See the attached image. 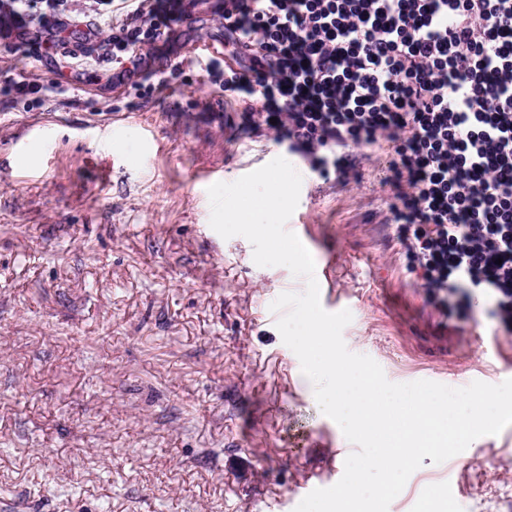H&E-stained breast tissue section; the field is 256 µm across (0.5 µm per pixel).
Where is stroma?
<instances>
[{
    "label": "stroma",
    "instance_id": "obj_1",
    "mask_svg": "<svg viewBox=\"0 0 512 512\" xmlns=\"http://www.w3.org/2000/svg\"><path fill=\"white\" fill-rule=\"evenodd\" d=\"M177 35L163 91L108 59L0 54V512H294L354 450L270 310L305 280L210 226L211 185L305 163L226 126L240 105L190 65L224 38L210 0ZM19 68L35 91L6 93ZM61 73L70 94L42 101ZM355 155L359 181L308 178L295 210L350 300L347 348L394 383H501L484 350L512 359V333L484 304L446 320L427 302L389 221L390 156ZM434 491L438 512H512V426L466 463L424 459L389 512Z\"/></svg>",
    "mask_w": 512,
    "mask_h": 512
}]
</instances>
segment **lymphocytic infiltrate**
Masks as SVG:
<instances>
[{
	"mask_svg": "<svg viewBox=\"0 0 512 512\" xmlns=\"http://www.w3.org/2000/svg\"><path fill=\"white\" fill-rule=\"evenodd\" d=\"M10 2L4 50L36 22L76 34L66 65L104 54L160 88L183 72L150 66L175 0ZM222 17L233 51L200 69L244 125L342 184L351 147L390 149L391 221L429 303L461 317L482 297L512 332V0H224Z\"/></svg>",
	"mask_w": 512,
	"mask_h": 512,
	"instance_id": "f902f5d3",
	"label": "lymphocytic infiltrate"
}]
</instances>
